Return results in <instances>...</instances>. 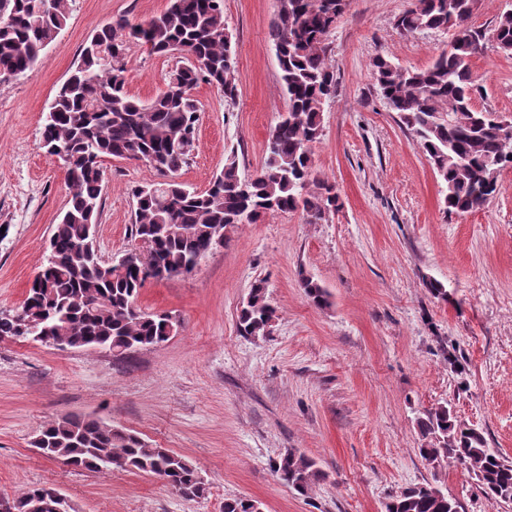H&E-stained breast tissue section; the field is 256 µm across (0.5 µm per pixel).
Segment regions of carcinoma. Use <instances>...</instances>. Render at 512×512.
Returning a JSON list of instances; mask_svg holds the SVG:
<instances>
[{"label":"carcinoma","instance_id":"carcinoma-1","mask_svg":"<svg viewBox=\"0 0 512 512\" xmlns=\"http://www.w3.org/2000/svg\"><path fill=\"white\" fill-rule=\"evenodd\" d=\"M474 5L475 0H415L398 16L397 29L406 34L452 29L462 38L425 69L402 70L383 56L371 63L381 96L416 137L446 185L445 209L456 214L485 207L499 191L501 171L512 167V133H503L492 111L473 104L472 63L486 40L485 32L469 24ZM344 7L343 0H281L271 39L288 109L270 130L264 162L255 173L241 176L232 156L204 191L186 187L176 175L188 164L196 132L199 106L192 90L206 82L227 100L238 95L224 0H169L159 15L135 22L121 16L97 29L48 106L43 146L51 155L64 153L68 200L22 307L0 309V340L100 347L114 356L163 343L174 335L177 320L138 305L156 269L167 278L190 274L228 228L255 224L270 212L300 209L312 221L334 212L336 186L315 176L311 146L322 135L324 105L335 93L326 41ZM69 18V0H0V82L32 70ZM492 39L512 55L511 11L501 15ZM132 43L160 56L175 47L182 51L167 89L149 101L126 88V52ZM110 157L142 160L160 177L132 190L136 245L121 264L90 256L102 207L103 162ZM302 285L312 303H328L318 283L305 278ZM276 319L267 281L259 279L240 305L237 329L244 336H266ZM418 426L428 440L420 453L432 468L463 465L488 497L512 502V465L502 462L482 432L455 421L446 404L427 411ZM34 447L90 472L152 475L185 497L207 492L201 472L188 459L101 419L59 416L43 426ZM273 469L301 495L323 477L313 458L292 450ZM13 502L14 512H74L52 487H33ZM260 508L256 500L235 497L224 500L223 512ZM385 512H460V505L441 486L425 483L392 496Z\"/></svg>","mask_w":512,"mask_h":512}]
</instances>
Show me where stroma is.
<instances>
[{"mask_svg": "<svg viewBox=\"0 0 512 512\" xmlns=\"http://www.w3.org/2000/svg\"><path fill=\"white\" fill-rule=\"evenodd\" d=\"M412 4L347 0L329 37L337 89L312 159L317 177L336 186V212L312 223L302 211H278L228 228L192 274L148 281L140 307L179 321L161 344L116 358L0 340V497L49 485L75 512H222L230 497L257 500L263 512H384L401 488L435 481L461 512H512L472 471H437L420 454L418 421L444 403L512 460V168L482 209L445 211L443 184L371 71L377 56L424 69L447 48V31L396 28ZM167 6L73 0L35 69L0 83V309L23 303L68 197L59 161L40 144L43 109L96 29ZM278 8V0H224L239 95L229 102L212 85L195 87L199 123L178 181L205 190L228 157L245 176L262 164L287 109L270 37ZM174 64L131 47L129 93L155 97ZM473 79L475 107L512 118V55L486 42ZM103 168L96 238L108 260L134 244L132 188L158 176L140 161L109 158ZM306 277L329 292L328 306L308 300ZM258 279L278 318L270 335L244 336L237 313ZM429 280L447 300L430 294ZM68 413L187 457L207 493L186 498L149 475L93 473L42 456L32 446L39 430ZM289 450L323 473L307 495L272 469Z\"/></svg>", "mask_w": 512, "mask_h": 512, "instance_id": "1", "label": "stroma"}]
</instances>
